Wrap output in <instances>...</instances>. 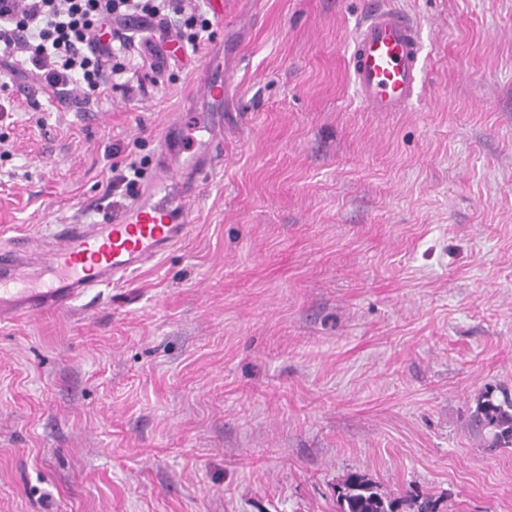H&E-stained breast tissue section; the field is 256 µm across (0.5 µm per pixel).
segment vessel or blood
Segmentation results:
<instances>
[{
	"instance_id": "1",
	"label": "vessel or blood",
	"mask_w": 512,
	"mask_h": 512,
	"mask_svg": "<svg viewBox=\"0 0 512 512\" xmlns=\"http://www.w3.org/2000/svg\"><path fill=\"white\" fill-rule=\"evenodd\" d=\"M349 67L369 111H404L422 77L416 23L399 10L374 7L358 29ZM223 162V129L214 114L199 113L189 130L169 120L156 175L125 209L103 207L98 223L65 224L52 241L21 239L0 251V321L66 312L86 291L112 287L175 248L189 229L195 190L183 184L184 172L201 174Z\"/></svg>"
}]
</instances>
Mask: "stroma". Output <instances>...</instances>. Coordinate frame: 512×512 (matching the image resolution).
Here are the masks:
<instances>
[{
	"label": "stroma",
	"instance_id": "obj_1",
	"mask_svg": "<svg viewBox=\"0 0 512 512\" xmlns=\"http://www.w3.org/2000/svg\"><path fill=\"white\" fill-rule=\"evenodd\" d=\"M424 47L402 112L348 59L372 0H192L162 82L89 112L17 78L0 108V243L113 209L224 50V166L173 250L63 315L0 323V512H338L366 474L413 512H512V0H381ZM223 10V22L212 19ZM131 154H127L123 158L112 162V181H110L107 185V188L114 190L118 187H124L126 193L135 194L137 186L139 185V172L136 168V164L134 161L128 162ZM129 170L133 172L134 178H130L126 171ZM502 396L499 400L492 390H487L471 415V425L487 448L512 447V398Z\"/></svg>",
	"mask_w": 512,
	"mask_h": 512
}]
</instances>
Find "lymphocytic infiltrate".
<instances>
[{"label": "lymphocytic infiltrate", "mask_w": 512, "mask_h": 512, "mask_svg": "<svg viewBox=\"0 0 512 512\" xmlns=\"http://www.w3.org/2000/svg\"><path fill=\"white\" fill-rule=\"evenodd\" d=\"M210 28L186 0H0V60L89 111L109 84L141 69L159 72L166 42L195 45ZM150 46L131 56L136 39Z\"/></svg>", "instance_id": "lymphocytic-infiltrate-1"}]
</instances>
